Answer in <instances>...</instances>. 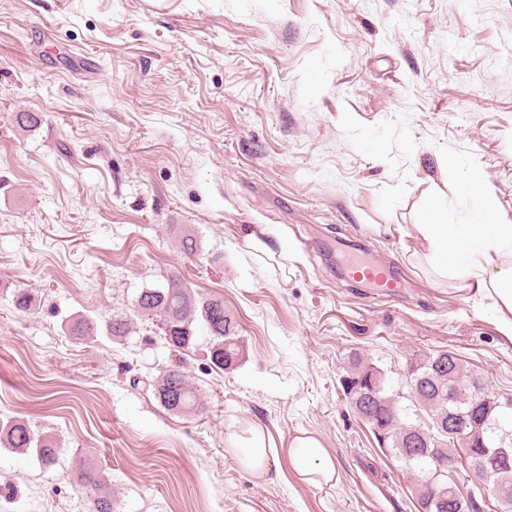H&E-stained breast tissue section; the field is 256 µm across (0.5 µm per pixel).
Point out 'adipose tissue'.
<instances>
[{"label":"adipose tissue","instance_id":"obj_1","mask_svg":"<svg viewBox=\"0 0 512 512\" xmlns=\"http://www.w3.org/2000/svg\"><path fill=\"white\" fill-rule=\"evenodd\" d=\"M466 192L477 202L472 224L465 232L440 218L438 201H431L424 223L415 225L417 245L441 278H452L459 292L489 298L503 329L512 334V220L501 213L479 182ZM238 448V462L250 474L264 473L275 456L273 443L261 427L253 426L229 437ZM294 473L314 487L332 485L340 475L333 457L320 440L305 433L288 448Z\"/></svg>","mask_w":512,"mask_h":512}]
</instances>
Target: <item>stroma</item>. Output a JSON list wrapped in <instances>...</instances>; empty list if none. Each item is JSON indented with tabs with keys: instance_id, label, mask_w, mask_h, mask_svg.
Listing matches in <instances>:
<instances>
[{
	"instance_id": "1",
	"label": "stroma",
	"mask_w": 512,
	"mask_h": 512,
	"mask_svg": "<svg viewBox=\"0 0 512 512\" xmlns=\"http://www.w3.org/2000/svg\"><path fill=\"white\" fill-rule=\"evenodd\" d=\"M475 180L512 219V0H0V419L61 448L46 470L0 447V512H89L82 458L116 512H415L340 380L366 361L397 385L409 358L451 348L512 393L494 308L388 230L434 197L467 223ZM349 255L405 288L349 281ZM174 272L223 299L244 349L224 370L205 335L185 351L198 415L133 384L171 359L133 304ZM77 315L95 323L81 340ZM115 315L134 318L120 341ZM253 425L279 450L262 477L227 440ZM301 432L338 484L293 475Z\"/></svg>"
}]
</instances>
